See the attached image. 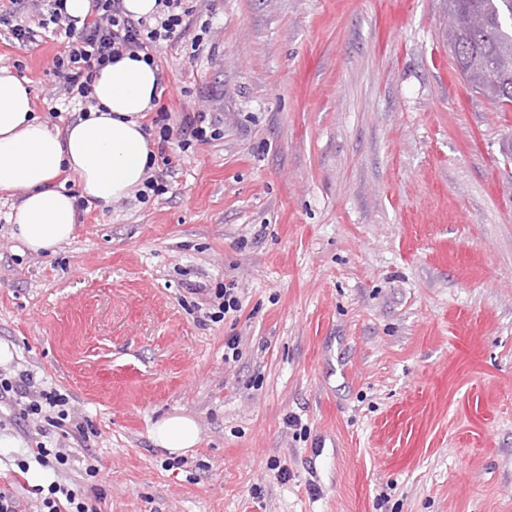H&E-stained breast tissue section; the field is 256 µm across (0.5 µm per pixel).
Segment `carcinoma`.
<instances>
[{"instance_id":"obj_1","label":"carcinoma","mask_w":512,"mask_h":512,"mask_svg":"<svg viewBox=\"0 0 512 512\" xmlns=\"http://www.w3.org/2000/svg\"><path fill=\"white\" fill-rule=\"evenodd\" d=\"M448 47L473 90L512 108V0H448Z\"/></svg>"}]
</instances>
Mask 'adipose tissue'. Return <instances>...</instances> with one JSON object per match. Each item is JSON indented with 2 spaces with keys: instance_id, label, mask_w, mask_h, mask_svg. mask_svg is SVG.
<instances>
[{
  "instance_id": "obj_1",
  "label": "adipose tissue",
  "mask_w": 512,
  "mask_h": 512,
  "mask_svg": "<svg viewBox=\"0 0 512 512\" xmlns=\"http://www.w3.org/2000/svg\"><path fill=\"white\" fill-rule=\"evenodd\" d=\"M159 84L157 67L123 56L95 75L88 114L59 134L36 116L27 82L0 67V192L19 193L9 222L29 250L52 251L72 238L77 199L109 205L143 188L151 170L143 118ZM66 172L78 193L57 185ZM152 435L174 454L199 440L195 421L184 415L162 420Z\"/></svg>"
}]
</instances>
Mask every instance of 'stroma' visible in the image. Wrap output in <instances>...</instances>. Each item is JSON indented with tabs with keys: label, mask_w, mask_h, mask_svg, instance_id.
<instances>
[{
	"label": "stroma",
	"mask_w": 512,
	"mask_h": 512,
	"mask_svg": "<svg viewBox=\"0 0 512 512\" xmlns=\"http://www.w3.org/2000/svg\"><path fill=\"white\" fill-rule=\"evenodd\" d=\"M185 6L213 29L154 48L164 101L223 139L51 253L0 194V370L92 432L52 471L0 414V487L31 504L93 467L98 512H512V110L457 73L448 0ZM66 43H0L53 130L81 110L48 71ZM174 414L180 466L152 438ZM236 288L232 284H230L227 288V286H224V290H221L219 292L214 293V299L210 302L214 307L216 306L214 304L215 300H222V301H216L218 303L217 308L218 311L214 313H210L213 316H210L207 314V317L211 318V320H217L220 321L222 316L219 314H223V317H226V315L232 311V312H238L240 310V301L237 298L236 295ZM217 314V315H215ZM155 443L172 454L193 448L199 440V430L195 421L188 416L173 415L152 430Z\"/></svg>",
	"instance_id": "obj_1"
}]
</instances>
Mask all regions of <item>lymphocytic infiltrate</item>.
<instances>
[{"label": "lymphocytic infiltrate", "mask_w": 512, "mask_h": 512, "mask_svg": "<svg viewBox=\"0 0 512 512\" xmlns=\"http://www.w3.org/2000/svg\"><path fill=\"white\" fill-rule=\"evenodd\" d=\"M26 0H10L9 9L0 11V26L6 27L12 43L25 46L36 42L39 30L49 26L64 30L69 41L63 51L55 54L51 72L57 84L81 105L93 104L91 82L94 73L111 64L123 54H142L144 61L153 62L152 49L158 43L171 41L185 32L190 11L183 0H157L159 10L154 19H135L127 14L123 0H88V18L79 22L65 12V0L30 1L37 25H30L19 16ZM166 105H158L151 121L154 129L156 155L162 167L151 175L147 189L160 193L173 171L174 163L168 153L170 142L181 150L222 139L224 132L219 120L208 112H186L178 125H170ZM69 398L57 389H46L43 380L30 371L11 377H0V404L18 407L22 418L36 420V431L43 441L37 446V462L44 467L65 463V448H47L45 440L56 431L74 429L83 434L84 425L71 415ZM100 488L90 484L83 492H75L61 484H50L40 496L36 512H96L93 499L99 498Z\"/></svg>", "instance_id": "f902f5d3"}]
</instances>
